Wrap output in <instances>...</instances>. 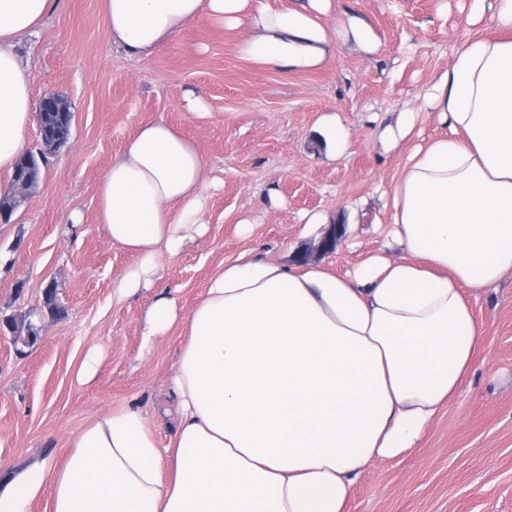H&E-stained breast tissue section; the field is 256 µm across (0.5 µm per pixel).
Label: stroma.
I'll return each instance as SVG.
<instances>
[{
    "instance_id": "35a3bbf8",
    "label": "stroma",
    "mask_w": 512,
    "mask_h": 512,
    "mask_svg": "<svg viewBox=\"0 0 512 512\" xmlns=\"http://www.w3.org/2000/svg\"><path fill=\"white\" fill-rule=\"evenodd\" d=\"M475 0H333L327 24L347 11L380 35L368 56L346 44L325 69L287 73L243 58L239 34L210 23L182 34L159 54L134 59L112 45L102 0H59L38 35L18 51L33 73L35 97L64 99L74 121L67 144L50 153L9 219L0 218V318L32 314L28 346L0 335V469L17 475L51 459L98 415L133 401L168 442L176 410L169 381L185 340L182 324L142 352L144 319L156 296L187 315L210 279L244 252L342 274L383 248L385 204L409 152L441 134L421 95L447 70L471 30L493 34L489 19L470 25ZM201 90L206 117L184 109ZM418 112L398 150L379 146V126ZM337 113L352 132L345 157L326 159L312 132ZM179 127L200 150L210 183L206 232L164 262L152 287L120 302L112 284L136 257L113 244L97 216V188L128 138L157 119ZM283 199L265 201L268 187ZM79 213L80 223L69 221ZM342 219L335 249L318 251L322 230L304 216ZM54 284L61 313L43 307ZM485 325L475 373L428 428L419 449L366 469L345 512H512V276L473 303ZM95 377L79 369L91 349Z\"/></svg>"
}]
</instances>
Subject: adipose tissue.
<instances>
[{
    "label": "adipose tissue",
    "mask_w": 512,
    "mask_h": 512,
    "mask_svg": "<svg viewBox=\"0 0 512 512\" xmlns=\"http://www.w3.org/2000/svg\"><path fill=\"white\" fill-rule=\"evenodd\" d=\"M54 0H0V172L12 173L36 122L32 73L16 47ZM332 0H104L106 33L148 57L207 20L240 31L239 52L291 72L329 66L339 44L378 52L355 13L324 24ZM499 31L470 33L423 95L445 134L409 156L391 191L397 256L339 275L241 254L180 315L158 296L144 345L185 324L170 381L168 444L133 404L97 416L46 462L0 489V512H27L51 487L52 512H343L368 466L421 446L474 372L485 339L472 299L512 275V0H476ZM325 156L351 146L339 115L314 125ZM205 162L159 119L139 126L98 186L99 220L138 261L114 283L123 300L151 287L165 257L202 234Z\"/></svg>",
    "instance_id": "ef3b65f1"
}]
</instances>
